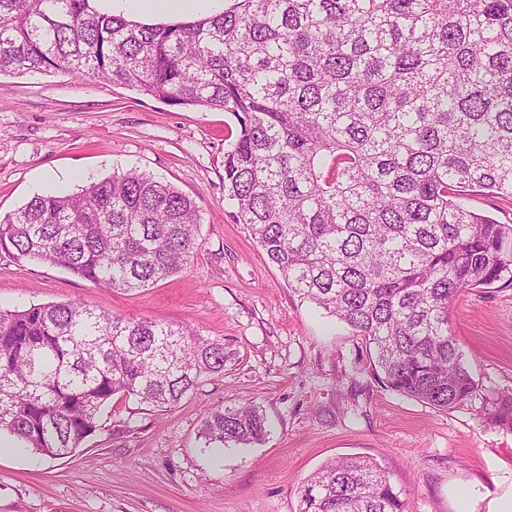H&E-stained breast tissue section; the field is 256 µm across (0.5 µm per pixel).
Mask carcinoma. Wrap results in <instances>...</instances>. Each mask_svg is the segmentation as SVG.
<instances>
[{
	"instance_id": "obj_1",
	"label": "carcinoma",
	"mask_w": 512,
	"mask_h": 512,
	"mask_svg": "<svg viewBox=\"0 0 512 512\" xmlns=\"http://www.w3.org/2000/svg\"><path fill=\"white\" fill-rule=\"evenodd\" d=\"M92 76L232 114L224 197L298 297L365 340L383 385L440 410L480 389L448 330L467 288L512 286V0H236L144 24L93 0H0V75ZM201 214L136 169L0 218V251L125 292L179 273ZM224 341L80 303L0 310V433L57 459L112 398L165 411L224 372ZM266 435L252 404L203 418L205 447ZM299 512H405L377 463L332 460ZM470 210L491 217L502 224H512V200L489 195H477L464 202Z\"/></svg>"
}]
</instances>
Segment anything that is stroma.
<instances>
[{"label": "stroma", "mask_w": 512, "mask_h": 512, "mask_svg": "<svg viewBox=\"0 0 512 512\" xmlns=\"http://www.w3.org/2000/svg\"><path fill=\"white\" fill-rule=\"evenodd\" d=\"M236 134L224 111L94 78L0 77L1 217L131 168L172 183L202 217L190 264L134 294L0 251V309L79 301L196 330L229 354L169 411L113 400L73 457L0 454V512H298L309 476L349 456L379 463L405 512H491L512 490V427L478 398L439 410L385 387L361 337L288 288L224 196ZM449 327L483 393L512 395V287L464 290ZM239 403L260 408L265 441L205 450L202 419Z\"/></svg>", "instance_id": "35a3bbf8"}]
</instances>
